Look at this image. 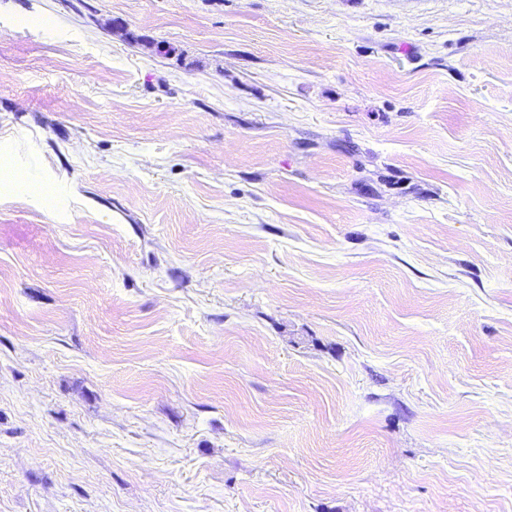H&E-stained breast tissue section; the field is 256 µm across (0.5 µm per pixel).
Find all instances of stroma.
Here are the masks:
<instances>
[{"mask_svg": "<svg viewBox=\"0 0 512 512\" xmlns=\"http://www.w3.org/2000/svg\"><path fill=\"white\" fill-rule=\"evenodd\" d=\"M0 512H512V0H0Z\"/></svg>", "mask_w": 512, "mask_h": 512, "instance_id": "obj_1", "label": "stroma"}]
</instances>
